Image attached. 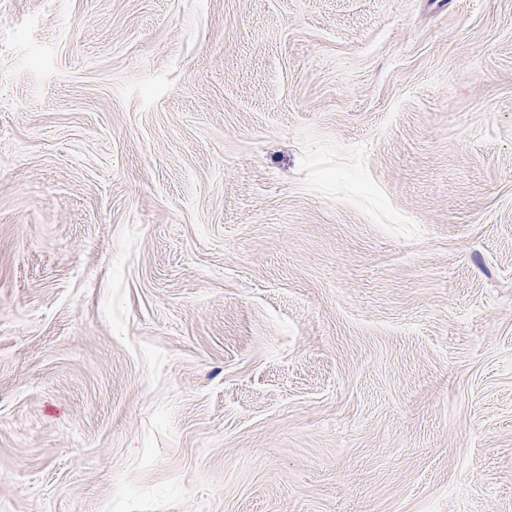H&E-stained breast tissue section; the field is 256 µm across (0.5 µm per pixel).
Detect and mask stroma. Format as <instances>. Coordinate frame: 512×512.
<instances>
[{
  "label": "stroma",
  "mask_w": 512,
  "mask_h": 512,
  "mask_svg": "<svg viewBox=\"0 0 512 512\" xmlns=\"http://www.w3.org/2000/svg\"><path fill=\"white\" fill-rule=\"evenodd\" d=\"M0 512H512V0H0Z\"/></svg>",
  "instance_id": "35a3bbf8"
}]
</instances>
